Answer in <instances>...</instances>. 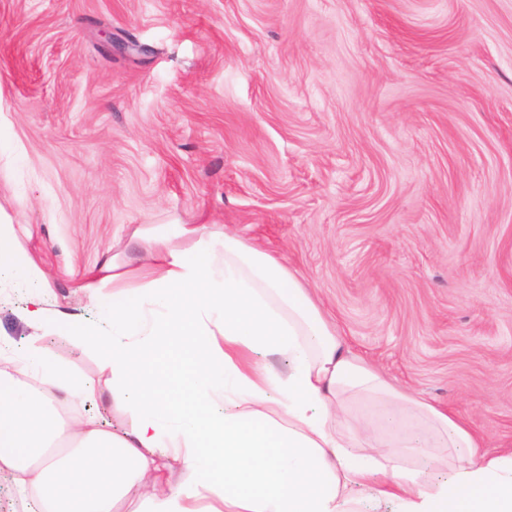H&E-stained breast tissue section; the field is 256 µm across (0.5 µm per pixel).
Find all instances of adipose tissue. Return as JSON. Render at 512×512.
Masks as SVG:
<instances>
[{
    "label": "adipose tissue",
    "instance_id": "1",
    "mask_svg": "<svg viewBox=\"0 0 512 512\" xmlns=\"http://www.w3.org/2000/svg\"><path fill=\"white\" fill-rule=\"evenodd\" d=\"M181 232L191 247L140 234L153 260L142 284L84 279L97 324L28 312L43 336L99 352L128 426L85 414L99 393L78 362L0 346V476L30 512H353L361 489L400 512H512V453H487L463 421L352 352L284 260L205 224ZM2 274L44 283L7 224ZM375 416L390 423L381 440Z\"/></svg>",
    "mask_w": 512,
    "mask_h": 512
}]
</instances>
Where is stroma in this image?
<instances>
[{
  "label": "stroma",
  "instance_id": "stroma-1",
  "mask_svg": "<svg viewBox=\"0 0 512 512\" xmlns=\"http://www.w3.org/2000/svg\"><path fill=\"white\" fill-rule=\"evenodd\" d=\"M0 139L50 313L139 283L138 230H229L512 450V0H0ZM28 300L0 290L18 353Z\"/></svg>",
  "mask_w": 512,
  "mask_h": 512
}]
</instances>
